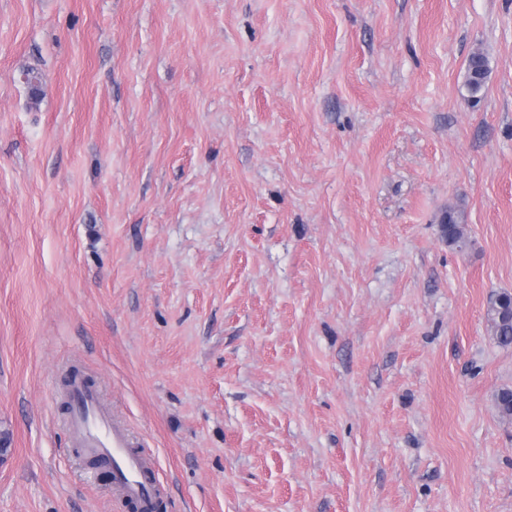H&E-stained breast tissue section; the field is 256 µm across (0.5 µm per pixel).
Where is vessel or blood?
<instances>
[{
    "instance_id": "1",
    "label": "vessel or blood",
    "mask_w": 512,
    "mask_h": 512,
    "mask_svg": "<svg viewBox=\"0 0 512 512\" xmlns=\"http://www.w3.org/2000/svg\"><path fill=\"white\" fill-rule=\"evenodd\" d=\"M72 401L67 425L78 438L82 454L110 468L113 483L137 505L139 512H153L156 481L153 460L134 450L127 429L111 419L90 385L75 384Z\"/></svg>"
}]
</instances>
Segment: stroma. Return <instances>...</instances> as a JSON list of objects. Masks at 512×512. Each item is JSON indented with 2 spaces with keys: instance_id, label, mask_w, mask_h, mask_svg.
<instances>
[{
  "instance_id": "35a3bbf8",
  "label": "stroma",
  "mask_w": 512,
  "mask_h": 512,
  "mask_svg": "<svg viewBox=\"0 0 512 512\" xmlns=\"http://www.w3.org/2000/svg\"><path fill=\"white\" fill-rule=\"evenodd\" d=\"M498 291L512 0H0V512H132L74 369L156 512H512ZM489 73V63L484 55L480 53L469 58L465 85L471 97H476L484 90ZM444 217L447 218V222L440 225L442 238L448 242V246L462 248L466 242L464 212L461 210H450L445 213ZM512 294L507 291L491 294L487 303V320L493 338L502 348L512 347V317L504 316L502 309L510 305ZM72 401L67 425L79 439L81 453L111 469L112 482L137 505L139 512H153L154 461L133 449L127 429L111 419L90 385L75 384Z\"/></svg>"
}]
</instances>
